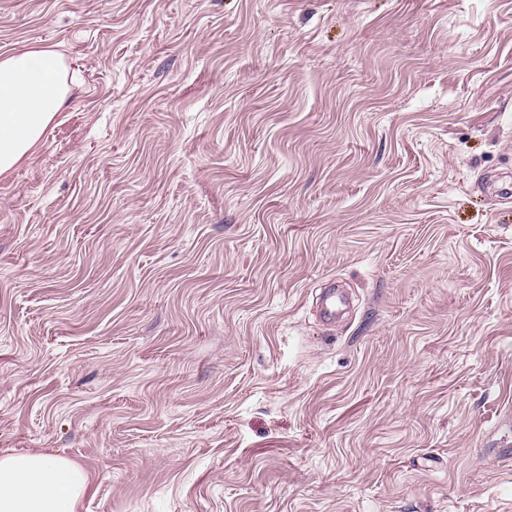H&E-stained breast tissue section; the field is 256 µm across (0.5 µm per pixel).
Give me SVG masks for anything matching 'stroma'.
Returning <instances> with one entry per match:
<instances>
[{"instance_id": "stroma-1", "label": "stroma", "mask_w": 512, "mask_h": 512, "mask_svg": "<svg viewBox=\"0 0 512 512\" xmlns=\"http://www.w3.org/2000/svg\"><path fill=\"white\" fill-rule=\"evenodd\" d=\"M31 47L0 456L77 512H512V0H0ZM70 94L62 55L31 48L0 56V174L41 143ZM91 480L78 463L42 452L0 457V512H76Z\"/></svg>"}]
</instances>
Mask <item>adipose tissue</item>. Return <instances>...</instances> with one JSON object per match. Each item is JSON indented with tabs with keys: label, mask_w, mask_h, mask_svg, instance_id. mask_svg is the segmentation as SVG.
<instances>
[{
	"label": "adipose tissue",
	"mask_w": 512,
	"mask_h": 512,
	"mask_svg": "<svg viewBox=\"0 0 512 512\" xmlns=\"http://www.w3.org/2000/svg\"><path fill=\"white\" fill-rule=\"evenodd\" d=\"M70 94L60 53L31 48L0 56V174L45 138ZM91 480L78 463L42 452L0 457V512H76Z\"/></svg>",
	"instance_id": "obj_1"
}]
</instances>
